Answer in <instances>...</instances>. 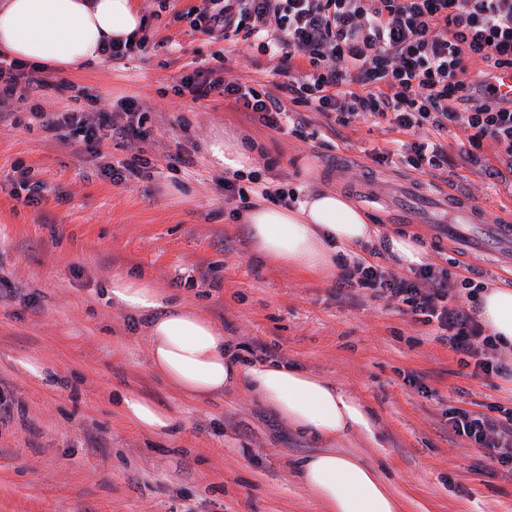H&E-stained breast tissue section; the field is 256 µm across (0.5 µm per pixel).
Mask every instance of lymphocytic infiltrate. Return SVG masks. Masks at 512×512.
I'll use <instances>...</instances> for the list:
<instances>
[{
	"label": "lymphocytic infiltrate",
	"mask_w": 512,
	"mask_h": 512,
	"mask_svg": "<svg viewBox=\"0 0 512 512\" xmlns=\"http://www.w3.org/2000/svg\"><path fill=\"white\" fill-rule=\"evenodd\" d=\"M202 8L185 17L192 30L208 36L235 37L280 59L277 74L282 90L297 105L315 104L340 127L375 119L386 131L400 133L392 147L374 160L421 173L448 164L439 141L449 125L468 133L464 156L483 164L490 178L512 174V104L495 94L492 80L468 77V60L495 70L512 68V0H204ZM215 67L183 81L197 98L215 93L242 102L260 113L263 123L283 129L292 123L302 133L304 119L290 120L279 98L236 78H226L223 55ZM41 66L0 54V108L17 94H37L50 88ZM148 115L134 101L119 111L86 112L72 108L44 119L45 129L83 142L98 153L109 139L140 141L146 136ZM500 150L497 163L483 162L484 140ZM224 191L249 207L252 197L294 204L297 193L288 187L269 189L261 171L237 173L225 179ZM376 249L340 261V288L362 287L379 297L402 302L423 323H438L449 348L474 361L477 377L512 378V362L502 358L494 336L487 334L466 310L476 303L484 284L465 275L450 276L430 264L402 276L374 263ZM463 289L465 300L449 305L452 290ZM448 425L466 436L487 456L512 468V408L498 415L452 408Z\"/></svg>",
	"instance_id": "obj_1"
}]
</instances>
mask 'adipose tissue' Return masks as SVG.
<instances>
[{
    "mask_svg": "<svg viewBox=\"0 0 512 512\" xmlns=\"http://www.w3.org/2000/svg\"><path fill=\"white\" fill-rule=\"evenodd\" d=\"M141 27L131 0H0V52L43 65L71 68L98 60L102 43L138 37ZM246 222L257 253L316 273L372 235L362 209L322 190L293 207L256 205ZM110 293L143 318L152 372L183 397L207 400L243 389L278 420L324 443L303 460L298 476L326 512H403L402 499L375 469L335 450L354 437L374 438L376 417L360 399L294 366L242 362L223 330L198 309L173 302L164 289L119 276ZM477 314L500 343L512 345V288H485ZM119 409L142 432L164 433L174 423L170 412L136 393L124 394Z\"/></svg>",
    "mask_w": 512,
    "mask_h": 512,
    "instance_id": "adipose-tissue-1",
    "label": "adipose tissue"
}]
</instances>
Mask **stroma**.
Wrapping results in <instances>:
<instances>
[{
  "label": "stroma",
  "instance_id": "1",
  "mask_svg": "<svg viewBox=\"0 0 512 512\" xmlns=\"http://www.w3.org/2000/svg\"><path fill=\"white\" fill-rule=\"evenodd\" d=\"M147 39L119 64L99 60L51 69L54 85L36 98L16 97L0 123V512H323L297 475L321 450L314 437L274 419L243 391L192 401L150 368L143 319L108 290L123 275L193 304L244 356L259 345L364 401L378 429L375 442L355 438L361 456L396 492L431 512H512V475L448 430L449 407L512 408V379L470 377L459 354L433 327L365 288L336 290L337 270L316 275L274 265L253 248L224 196L212 142L245 141L269 183L299 194L326 189L355 196L353 174L372 171L383 199L356 198L368 217L373 247L390 235L416 238L430 263L458 273L470 264L484 282L512 287V263L482 250L478 227L460 226L458 245L439 238L437 204L449 182L469 185L489 217L512 214V183L481 184L462 149L465 132L450 127L442 143L446 169L418 174L378 165L374 151L391 139L374 120L334 136L316 107L301 108L309 138L265 126L258 113L218 95L181 92L186 77L224 55L225 75L243 78L280 99L282 76L257 48L193 31L188 20L133 0ZM134 99L151 131L134 144L106 142L100 155L65 145L46 132L34 109L119 105ZM190 165L171 170L176 154ZM145 168L126 166L134 156ZM123 165L121 180L106 173ZM43 190L29 201L22 173ZM419 198L391 210L405 182ZM44 362L35 378L19 359ZM135 392L175 418L168 433L127 427L117 408Z\"/></svg>",
  "mask_w": 512,
  "mask_h": 512
}]
</instances>
